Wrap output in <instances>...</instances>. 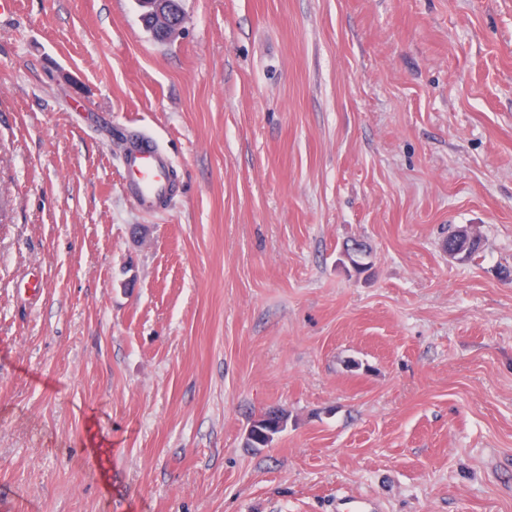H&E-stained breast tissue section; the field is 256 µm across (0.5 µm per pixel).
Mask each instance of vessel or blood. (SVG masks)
<instances>
[{
  "instance_id": "b4317fda",
  "label": "vessel or blood",
  "mask_w": 512,
  "mask_h": 512,
  "mask_svg": "<svg viewBox=\"0 0 512 512\" xmlns=\"http://www.w3.org/2000/svg\"><path fill=\"white\" fill-rule=\"evenodd\" d=\"M123 188L134 206L147 213L166 210L172 198V160L147 131L139 130L120 143Z\"/></svg>"
}]
</instances>
